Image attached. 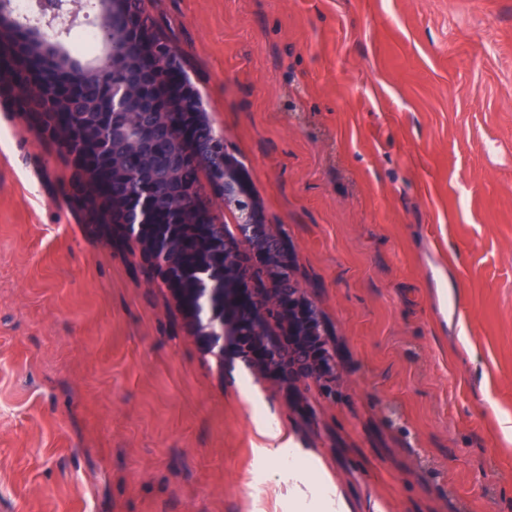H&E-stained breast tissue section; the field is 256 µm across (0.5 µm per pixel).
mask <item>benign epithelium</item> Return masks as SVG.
<instances>
[{"label": "benign epithelium", "mask_w": 512, "mask_h": 512, "mask_svg": "<svg viewBox=\"0 0 512 512\" xmlns=\"http://www.w3.org/2000/svg\"><path fill=\"white\" fill-rule=\"evenodd\" d=\"M128 4L129 0L98 2L105 18L106 54L101 63L91 67L57 64L56 55L45 50L42 40L31 38V29L17 22L9 7H1L0 74L13 83L18 110L37 114L42 135L66 148L74 167L73 185L87 201L99 205L100 220L119 226L129 247L153 264L167 288L180 299H204L202 312L209 311L211 316L205 323L198 322V331L208 337L219 360H224V352L230 347L247 366H257L273 375L287 390L312 382L328 395H336L338 371L331 340L315 301L296 275H289L288 288L247 289L242 282L232 285L233 278L240 279L242 274L251 272L261 259V252L254 247L256 238L282 248L257 207L236 212L233 235L221 232L212 241L214 254L202 266L201 278L184 282L176 264L181 248L177 229L194 208L192 200L171 188L162 193L133 191L117 204L100 199L94 185L96 161H113V143L129 144L148 157L157 143L185 137L184 129L167 123L166 110L147 107L141 83L113 79L117 61L127 64L134 75L175 71L180 65L166 39H156L150 23L140 13L128 14ZM89 78H96L107 87L106 102L83 95L82 87ZM179 78L181 91L176 95L175 106L193 111L200 104L199 94L185 74H179ZM114 109L131 113L135 125H113ZM243 185L240 168L229 166L224 188L217 189L213 197L203 198L202 209L212 214L218 209L237 207L234 195ZM158 208L172 216V223H151ZM246 307L252 308L253 327L242 333L239 319ZM285 316L288 350L273 355L271 350L276 344L264 347L261 338L271 332L272 323ZM313 318L320 322L318 336L309 330Z\"/></svg>", "instance_id": "benign-epithelium-1"}]
</instances>
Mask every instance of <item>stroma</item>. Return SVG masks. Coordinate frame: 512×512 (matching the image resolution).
I'll use <instances>...</instances> for the list:
<instances>
[{
    "label": "stroma",
    "instance_id": "obj_1",
    "mask_svg": "<svg viewBox=\"0 0 512 512\" xmlns=\"http://www.w3.org/2000/svg\"><path fill=\"white\" fill-rule=\"evenodd\" d=\"M143 8L318 305L337 393L216 360L0 91V512H512V0Z\"/></svg>",
    "mask_w": 512,
    "mask_h": 512
}]
</instances>
